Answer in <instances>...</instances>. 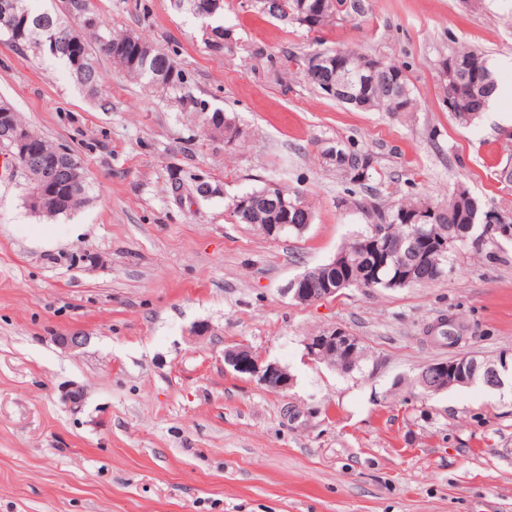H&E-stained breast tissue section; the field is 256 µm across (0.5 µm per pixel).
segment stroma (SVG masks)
<instances>
[{"label": "stroma", "instance_id": "35a3bbf8", "mask_svg": "<svg viewBox=\"0 0 512 512\" xmlns=\"http://www.w3.org/2000/svg\"><path fill=\"white\" fill-rule=\"evenodd\" d=\"M87 4L101 30L168 51L240 135L210 137L108 60L97 102L58 63L0 41V101L90 182L84 207L49 221L24 206L20 170L0 176V512H512V392L425 398L412 384L437 359L512 352V241L454 249L426 288L310 305L284 292L365 229L327 155L339 144L370 156L364 192L379 202L443 205L461 183L512 219V0H362L363 14L319 32L224 0L230 53L208 49L172 0ZM341 46L403 67L418 110L356 112L322 95L304 58ZM463 46L498 81L493 111L467 126L442 100L439 67ZM177 168L219 194L175 196ZM269 181L311 206L303 233L235 222L233 197ZM440 318L457 344L425 340ZM334 327L362 341L353 372L305 357L306 337ZM71 331L83 348L57 344ZM236 344L294 386L225 368Z\"/></svg>", "mask_w": 512, "mask_h": 512}]
</instances>
